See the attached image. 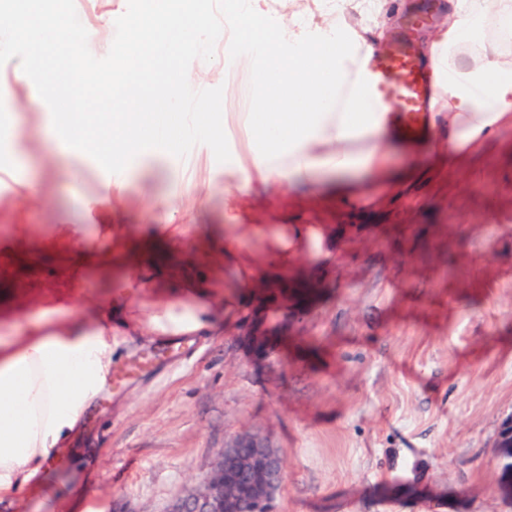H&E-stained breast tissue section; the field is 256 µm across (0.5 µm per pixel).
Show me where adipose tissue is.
Instances as JSON below:
<instances>
[{
    "instance_id": "adipose-tissue-1",
    "label": "adipose tissue",
    "mask_w": 512,
    "mask_h": 512,
    "mask_svg": "<svg viewBox=\"0 0 512 512\" xmlns=\"http://www.w3.org/2000/svg\"><path fill=\"white\" fill-rule=\"evenodd\" d=\"M448 4V29L429 47L437 90L429 121L447 129L449 147L461 152L512 126V61L504 59L501 42L484 41L481 32L512 21V0ZM146 10L156 22L141 26L130 48L142 73L154 72L160 57L191 54L199 33L221 35L205 22L190 31L166 0H147ZM40 11L41 19L31 20L0 5V37L28 48L15 80H37L42 97L61 102L62 128L81 132L107 169L122 166L154 132L183 125L168 108L181 97L185 79L170 81L160 97L130 94L123 111H110L104 95L112 89L111 73L78 74L70 50L80 33L50 20L49 0ZM232 11L242 24L240 37L260 47L263 63L254 82L265 94L248 99L244 120L247 137L262 148L231 171L225 209L242 208L251 184L294 185L321 174L329 198L356 201L368 175L382 169L391 135L389 115L370 88L372 48L337 25H307L299 12L287 29L269 36L260 0H235ZM59 237L72 258L69 288L40 301L30 315L0 305V321L12 330L0 341V499L36 488L44 463L61 458L86 410L108 390L121 337L195 332L206 326L216 298L208 279L176 277L146 320L122 316L107 299L90 322H79L70 313L82 295V270L107 264L112 254L100 251L78 224L60 225Z\"/></svg>"
}]
</instances>
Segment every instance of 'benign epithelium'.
Returning a JSON list of instances; mask_svg holds the SVG:
<instances>
[{"label": "benign epithelium", "mask_w": 512, "mask_h": 512, "mask_svg": "<svg viewBox=\"0 0 512 512\" xmlns=\"http://www.w3.org/2000/svg\"><path fill=\"white\" fill-rule=\"evenodd\" d=\"M288 318L273 320L266 313L244 317L241 342L257 361L265 362L276 354L287 335ZM495 447L498 448V487L503 498L512 502V415L501 424ZM282 461L268 442L243 434L231 440L219 453L210 472L197 485L176 498L165 512H230L245 489L255 499L272 506L283 481Z\"/></svg>", "instance_id": "1"}]
</instances>
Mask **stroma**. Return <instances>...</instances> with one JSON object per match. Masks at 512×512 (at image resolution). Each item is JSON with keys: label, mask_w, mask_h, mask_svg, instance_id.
<instances>
[{"label": "stroma", "mask_w": 512, "mask_h": 512, "mask_svg": "<svg viewBox=\"0 0 512 512\" xmlns=\"http://www.w3.org/2000/svg\"><path fill=\"white\" fill-rule=\"evenodd\" d=\"M138 0H73L83 31L75 50L87 68L121 67L116 46L134 37ZM24 45L0 53V248L25 238L20 255L0 251V297L20 302L51 283L60 260L46 244L60 224L96 233L104 217L133 234L111 265L83 273L73 310L86 320L110 297L140 309L153 300L123 294L134 268L163 278L176 267L211 273L208 249L226 229L224 186L249 150L238 115L248 95L240 43L199 48L175 68L203 73L185 99L222 103L223 135L189 125L175 151L142 148L121 180L88 167L79 134L39 126L48 112L35 86L15 85ZM388 164L421 169L396 189L372 190L344 207L325 182L252 185L236 230L252 269L300 288L322 281L289 340L269 363L253 361L239 337L247 309L235 262L216 282L222 309L204 330L126 337L112 360L109 390L76 429L62 463L41 487L0 512H165L210 470L238 435L268 440L284 480L273 512H512L498 491L495 440L512 415V128L475 152L449 151L444 132L414 147L393 142ZM183 197L181 213L166 201ZM191 225L181 251L154 241L168 222ZM267 225L258 235L253 225ZM319 237L281 255L295 225Z\"/></svg>", "instance_id": "stroma-1"}]
</instances>
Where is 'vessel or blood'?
<instances>
[{
    "instance_id": "vessel-or-blood-1",
    "label": "vessel or blood",
    "mask_w": 512,
    "mask_h": 512,
    "mask_svg": "<svg viewBox=\"0 0 512 512\" xmlns=\"http://www.w3.org/2000/svg\"><path fill=\"white\" fill-rule=\"evenodd\" d=\"M422 17H413L401 36L371 63V90L384 111L392 113L394 134L422 142L430 133L427 117L434 94L433 79L418 57L415 34Z\"/></svg>"
}]
</instances>
